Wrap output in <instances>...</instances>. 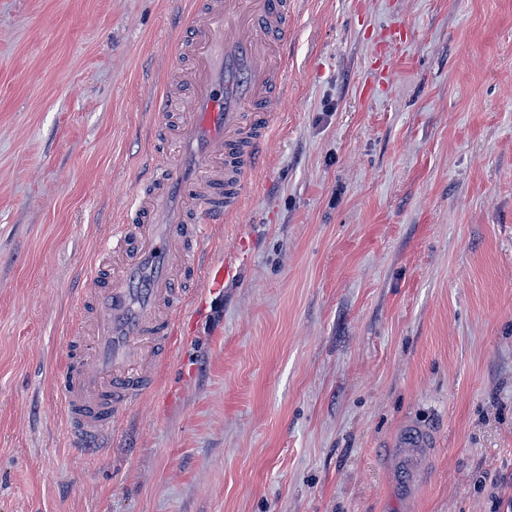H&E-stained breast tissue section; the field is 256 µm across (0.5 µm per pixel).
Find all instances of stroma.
<instances>
[{
    "label": "stroma",
    "mask_w": 512,
    "mask_h": 512,
    "mask_svg": "<svg viewBox=\"0 0 512 512\" xmlns=\"http://www.w3.org/2000/svg\"><path fill=\"white\" fill-rule=\"evenodd\" d=\"M189 11L0 0V512H512V0H295L266 164L207 228L236 276L117 444H72L54 373ZM429 448L428 431L423 427H413L396 449L394 462L401 467H412L425 460Z\"/></svg>",
    "instance_id": "1"
}]
</instances>
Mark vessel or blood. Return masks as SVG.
<instances>
[{
    "label": "vessel or blood",
    "mask_w": 512,
    "mask_h": 512,
    "mask_svg": "<svg viewBox=\"0 0 512 512\" xmlns=\"http://www.w3.org/2000/svg\"><path fill=\"white\" fill-rule=\"evenodd\" d=\"M291 13L289 0H194L186 108L154 129L150 178L87 274L81 322L54 380L77 447L107 446L126 411L156 388L200 290L222 288L233 272L201 264L203 228L241 211L248 176L264 164ZM429 447L428 431L413 427L394 462L414 466Z\"/></svg>",
    "instance_id": "b4317fda"
}]
</instances>
